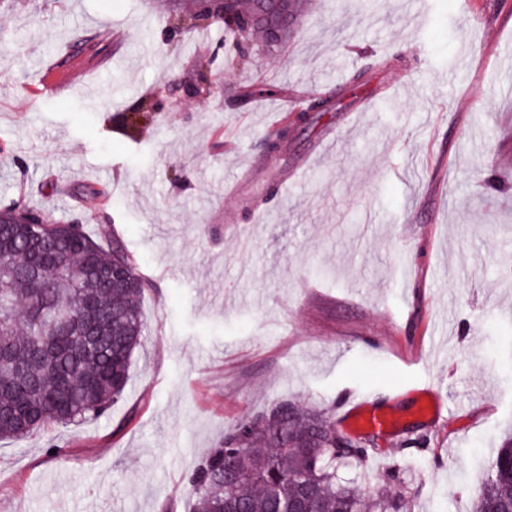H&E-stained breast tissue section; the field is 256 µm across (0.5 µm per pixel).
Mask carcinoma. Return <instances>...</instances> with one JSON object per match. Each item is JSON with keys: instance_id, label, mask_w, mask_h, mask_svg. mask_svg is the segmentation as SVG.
Segmentation results:
<instances>
[{"instance_id": "carcinoma-1", "label": "carcinoma", "mask_w": 512, "mask_h": 512, "mask_svg": "<svg viewBox=\"0 0 512 512\" xmlns=\"http://www.w3.org/2000/svg\"><path fill=\"white\" fill-rule=\"evenodd\" d=\"M227 56L250 39L253 0L227 4ZM42 241L27 248L20 234L0 227V440L22 441L52 426L78 425L102 416L122 397L146 326L139 297L145 279L126 247L98 238L80 224H25ZM122 270L134 287L114 289L90 268ZM69 307L78 324L91 315L110 320L95 343L50 326L53 312ZM374 449L346 458L336 446L334 414L282 400L265 412L236 421L224 440L188 475L196 512H401L404 496L361 492L336 481L338 469H364ZM512 505V438L503 442L484 482L471 496L470 512Z\"/></svg>"}]
</instances>
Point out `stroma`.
Masks as SVG:
<instances>
[{
    "mask_svg": "<svg viewBox=\"0 0 512 512\" xmlns=\"http://www.w3.org/2000/svg\"><path fill=\"white\" fill-rule=\"evenodd\" d=\"M292 2L286 40L229 64L223 24L167 31L196 0L0 5V208L112 225L147 328L104 415L0 442V512H190L238 419L349 391L401 425L367 492L469 512L512 435V0ZM207 71L222 96L185 97ZM163 87L176 106L151 111ZM413 428L429 445L397 453Z\"/></svg>",
    "mask_w": 512,
    "mask_h": 512,
    "instance_id": "1",
    "label": "stroma"
}]
</instances>
